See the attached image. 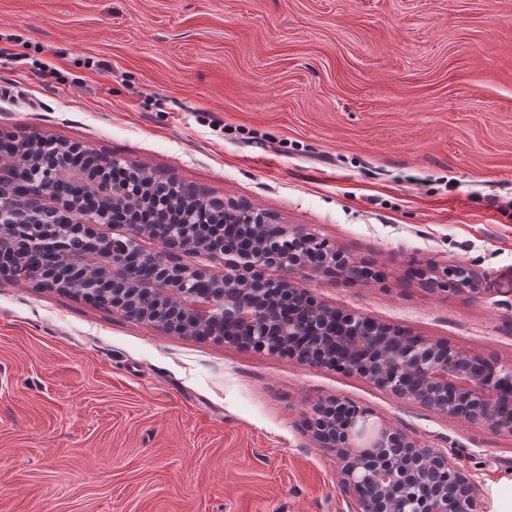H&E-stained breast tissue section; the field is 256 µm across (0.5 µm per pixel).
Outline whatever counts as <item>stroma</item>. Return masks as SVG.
<instances>
[{
	"label": "stroma",
	"mask_w": 512,
	"mask_h": 512,
	"mask_svg": "<svg viewBox=\"0 0 512 512\" xmlns=\"http://www.w3.org/2000/svg\"><path fill=\"white\" fill-rule=\"evenodd\" d=\"M0 34V131L307 226L376 273L319 299L512 361V0H0ZM430 260L479 294L428 292ZM331 394L477 490L512 472L511 436L357 376L0 278V512H354L305 430Z\"/></svg>",
	"instance_id": "1"
}]
</instances>
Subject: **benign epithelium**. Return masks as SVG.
<instances>
[{"instance_id":"1","label":"benign epithelium","mask_w":512,"mask_h":512,"mask_svg":"<svg viewBox=\"0 0 512 512\" xmlns=\"http://www.w3.org/2000/svg\"><path fill=\"white\" fill-rule=\"evenodd\" d=\"M86 148L42 135L9 141L0 156V272L108 306L169 333L233 343L304 366L354 374L402 401L512 436V361L442 347L319 300L303 279L352 281L350 256L304 227L206 196L221 220L176 208L191 189L112 157L65 165ZM121 223L125 233L102 231ZM164 246L146 251L144 238ZM203 253L209 263L183 262ZM432 291L476 294L479 275L430 264ZM307 431L341 464L358 512H484L470 474L371 409L332 395Z\"/></svg>"}]
</instances>
